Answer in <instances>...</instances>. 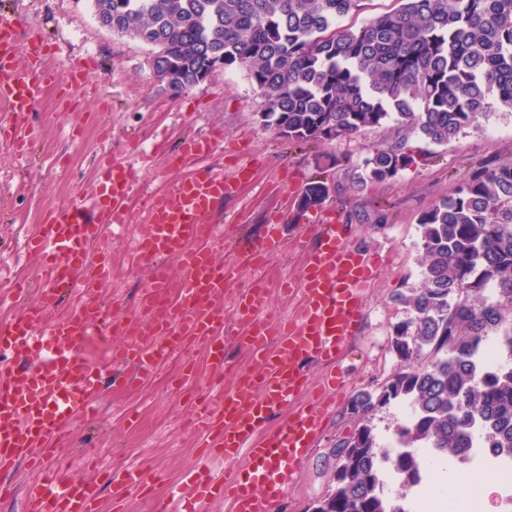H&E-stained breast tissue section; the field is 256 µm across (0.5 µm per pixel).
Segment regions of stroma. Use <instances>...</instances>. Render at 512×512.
Segmentation results:
<instances>
[{
  "label": "stroma",
  "instance_id": "35a3bbf8",
  "mask_svg": "<svg viewBox=\"0 0 512 512\" xmlns=\"http://www.w3.org/2000/svg\"><path fill=\"white\" fill-rule=\"evenodd\" d=\"M17 13L25 20L18 40L40 37L47 46V66L59 80L30 113L34 159L24 172L16 171L8 145L0 143V263L6 278L34 277L37 264L25 253L27 237L47 210L90 202L103 156L129 166L135 182L131 203L141 208L167 179L179 176L168 158L180 142L218 128L224 143L205 157V164L220 165L233 155L255 170L253 182L225 196L213 215L230 241L258 239L272 213L299 211L305 190L322 185L321 209L335 210L344 220L353 246L377 254L380 276L366 292L358 335L332 364L304 365L315 384L332 372L349 379L294 490L277 509L307 512L329 489L336 441L358 427L349 413L353 396L381 386L402 369L390 333L408 317L398 293L420 281L421 213L452 194L471 171L512 162V117L490 116L480 129L441 146L394 122L355 138L287 146L260 123L262 99L245 70L218 69L200 84L173 93L153 79L149 47L103 28L90 0H0V15ZM75 66L83 67L86 82L71 94L63 79ZM397 144L412 155V163L384 183L366 178L370 149ZM136 236L132 229L113 239L112 277L99 295L104 309L121 308L127 322L141 328L145 321L136 313V302L150 271L132 263ZM281 237L272 264L278 277L299 279L316 230L312 223L287 220ZM234 299L228 293L217 300L229 330L223 368L212 367L200 351L186 350L162 362L133 389L108 384L97 415L75 418L61 448L45 455V464L61 469L69 480L99 483L101 512H159L195 466L201 442L187 424L195 402L251 369L238 336L231 333ZM131 468L155 473L160 481L144 493L115 500L108 478Z\"/></svg>",
  "mask_w": 512,
  "mask_h": 512
}]
</instances>
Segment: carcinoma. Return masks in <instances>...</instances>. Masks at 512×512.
Here are the masks:
<instances>
[{
    "instance_id": "1",
    "label": "carcinoma",
    "mask_w": 512,
    "mask_h": 512,
    "mask_svg": "<svg viewBox=\"0 0 512 512\" xmlns=\"http://www.w3.org/2000/svg\"><path fill=\"white\" fill-rule=\"evenodd\" d=\"M112 33L150 47L154 79L187 90L218 68H242L263 99L261 124L287 144L382 128L416 129L435 145L512 116V0H401L353 29L364 0H91ZM412 162L402 145L364 161L386 182ZM421 279L398 294L393 326L403 370L361 391V426L336 445L340 476L313 512H410L389 477L422 483L423 456L467 460L481 419L490 447L512 453V364L480 368L489 337L512 360V163L475 170L419 220ZM404 401L411 418L383 455L377 409Z\"/></svg>"
}]
</instances>
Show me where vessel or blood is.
<instances>
[{
  "label": "vessel or blood",
  "mask_w": 512,
  "mask_h": 512,
  "mask_svg": "<svg viewBox=\"0 0 512 512\" xmlns=\"http://www.w3.org/2000/svg\"><path fill=\"white\" fill-rule=\"evenodd\" d=\"M20 16L0 18V103L8 105L16 161L27 160L32 132L27 116L47 83L54 79L37 43H19ZM222 134L185 138L169 158L185 176L166 182L145 208L130 204L134 180L127 165H108L90 207L51 212L27 244L39 260L40 286L35 304L0 326V471L15 464L37 463L41 451L60 438L73 418L92 412L103 385L79 355L95 331L122 335L111 365L124 385L151 375L174 352L193 347L207 352L214 365L223 356L224 316L215 304L235 277L234 267L217 265L209 249L217 237L211 216L225 195L249 184L251 169L233 162L232 176L201 165L202 156L222 141ZM281 212H274L265 234L243 251L248 266L260 269L239 294L235 321L244 329L242 345L250 354L252 374L237 387L204 398L191 423L205 435L199 467L184 482L183 512H207L217 498L230 512H275L318 439L332 405L336 380L312 390L302 369L307 361L333 362L364 321V290L379 273L377 257L348 243L346 225L327 212L317 226L319 243L310 251L298 281H283V293H301L297 316L275 317L269 282L263 274L282 245ZM141 228L134 261L152 269L137 309L149 322L144 334L126 331L123 318L99 315L98 288L111 278L103 259L88 256L91 244L109 248L108 233ZM176 258L182 270L172 284L164 264ZM75 295L66 314L58 309L65 294ZM288 418L267 427L279 411ZM247 459L245 472L213 476L209 463ZM155 475L135 469L113 476L112 491L128 495L148 490ZM95 484H77L47 472L27 490V512H98Z\"/></svg>",
  "instance_id": "b4317fda"
}]
</instances>
